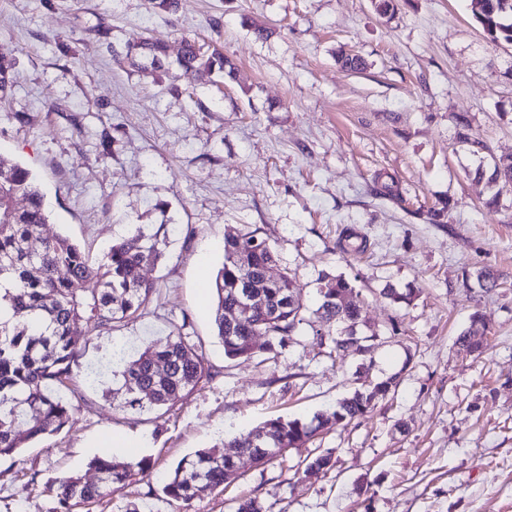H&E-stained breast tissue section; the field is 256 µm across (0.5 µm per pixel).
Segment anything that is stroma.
Instances as JSON below:
<instances>
[{
    "label": "stroma",
    "mask_w": 512,
    "mask_h": 512,
    "mask_svg": "<svg viewBox=\"0 0 512 512\" xmlns=\"http://www.w3.org/2000/svg\"><path fill=\"white\" fill-rule=\"evenodd\" d=\"M475 0H0V157L28 168L44 194V236H68L92 258L137 228L176 229L163 258L137 274L157 288L141 317L89 329L73 367L62 432L23 450L40 480L97 481L90 461L107 432L138 439L144 481L115 483L92 512H234L252 497L268 512H512V187L488 181L512 156V42L487 39ZM274 36L257 39L254 27ZM220 50L238 80L151 67L146 38ZM364 61L352 72L341 52ZM469 125L460 141L461 123ZM444 207L440 219L431 211ZM255 230L277 252L308 306L321 272L354 279L370 353L320 355L308 326L275 358L226 359L213 322L224 240ZM490 266L492 293L464 290L465 272ZM413 290L411 304L383 298ZM480 313V358L456 336ZM192 337L213 378L172 407L116 406L111 378L85 376L113 347ZM397 376L366 417L310 447L227 480L189 507L162 480L199 448L223 455L232 438L283 416L311 419L368 381ZM328 471L298 472L307 453ZM0 460V512H53Z\"/></svg>",
    "instance_id": "stroma-1"
}]
</instances>
